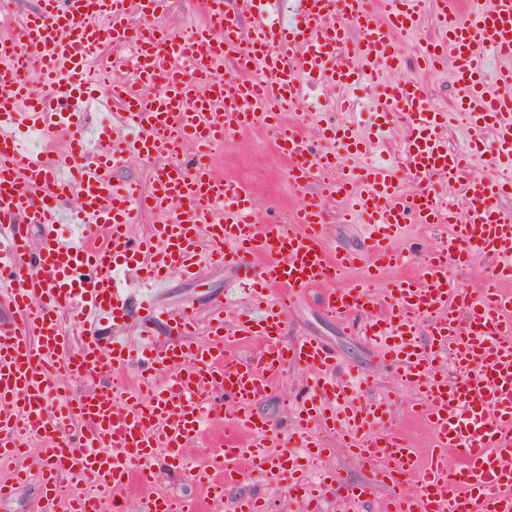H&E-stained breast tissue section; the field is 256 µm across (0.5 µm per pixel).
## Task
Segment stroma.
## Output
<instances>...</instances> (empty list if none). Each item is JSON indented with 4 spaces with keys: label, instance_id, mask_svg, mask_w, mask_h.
<instances>
[{
    "label": "stroma",
    "instance_id": "1",
    "mask_svg": "<svg viewBox=\"0 0 512 512\" xmlns=\"http://www.w3.org/2000/svg\"><path fill=\"white\" fill-rule=\"evenodd\" d=\"M364 96L365 92L361 89L352 94V110L345 114L330 107V94L318 86L314 88L312 98L325 105L320 116L300 110L284 113L283 120L298 126L316 142L321 139L320 125L328 122L338 124L347 119L357 123L361 136L372 137L374 118L362 109ZM210 161L218 174L246 184L263 217L272 221H287L289 211L303 200L318 194V187L314 184L297 191L289 188L287 165L274 151L270 132L259 125L233 134L215 146L210 153ZM449 234V229L435 225H403L393 243L397 257L386 272L387 278L413 275L423 256L441 247ZM231 281V273L221 266L206 267L195 277L174 272L168 277L159 303L172 313L184 308L193 310L202 325L207 324L210 308L219 300L227 309L241 314L249 313V303L231 289ZM327 291L324 285L305 289L292 303L282 335L283 344H290L299 336L315 337L335 351L338 359L335 368L337 377L344 379L349 373H360L372 381L374 395L395 394L396 399L391 407L393 422L407 433L419 458L427 459L431 452L430 430L422 420L411 417L407 411L408 403L416 397L415 391L408 389L391 368L383 365L375 344L359 335L364 320L382 316V306L377 302L372 303L364 311L352 313L349 323L344 324L321 312V302ZM307 379L306 370L288 369L258 402L257 413L268 419L278 432H288L294 408L309 396ZM326 443L335 450L328 465L340 470L344 484L337 487L334 497L323 502L322 512H349L347 486L368 484L371 474L369 470L356 465L345 453L336 451L334 438H327ZM145 492L163 495L174 493L200 501L206 498L205 488L191 478L158 470L145 484L137 483L125 489L121 501L126 512H135L137 501ZM244 495L264 497L268 512H299L295 493L285 482L272 489L261 478H247L239 485L225 488L224 503L232 505Z\"/></svg>",
    "mask_w": 512,
    "mask_h": 512
}]
</instances>
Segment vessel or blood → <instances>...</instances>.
I'll return each instance as SVG.
<instances>
[{
    "label": "vessel or blood",
    "instance_id": "b4317fda",
    "mask_svg": "<svg viewBox=\"0 0 512 512\" xmlns=\"http://www.w3.org/2000/svg\"><path fill=\"white\" fill-rule=\"evenodd\" d=\"M286 0H202L208 28L169 32L161 24L171 0H40L12 32L0 36V295L13 307L0 321V467L14 469L0 483V499L27 479L18 463L29 443L43 439V512H104L112 492L146 476L158 455L172 470L194 473L208 507L198 500L147 494L141 512H222L224 488L259 475L274 484L293 481L302 512H320L340 476L312 484L305 466L324 450L310 424L324 417L323 400L345 399L336 432L342 447L373 475L351 488L366 502L375 486L390 485L387 512H512V212L499 207L512 182L472 173L485 132L494 134L495 161L512 162V0H435L438 36L422 43L424 65L448 64L461 94L452 110L433 108L424 85L402 76L401 40L415 33L421 0H293L298 18L278 15ZM358 38H351V29ZM132 46L134 56L105 54L106 45ZM503 60L494 76L485 53ZM230 66V76L215 70ZM347 93L368 83L381 132L401 121L409 133L397 156L360 167L346 179L326 181L341 154H361L365 142L352 121L322 128L323 150L281 116L307 94L308 80ZM119 113L124 133L103 139L89 128L90 107ZM471 130L468 152L449 149L444 132L456 116ZM262 124L288 164L292 188L318 182L319 197L291 216L290 227L258 219L251 194L238 180L215 174L207 159L217 142ZM40 135L63 141L54 155L29 147ZM154 160L151 186L116 183L123 156ZM415 184L400 188L401 174ZM458 187L462 206L448 201ZM349 198L346 222L363 225L369 254L338 251L325 240L329 201ZM160 214L143 239L129 225L143 212ZM450 224L444 246L423 259L410 278L381 290L385 317L365 331L418 398L409 411L432 434V453L421 461L391 425V399L369 398L368 379L337 384L325 372L335 354L310 337L283 346L288 305L305 288L325 284L322 307L343 317L371 301L369 287L393 259L388 243L401 225ZM40 229L39 243L24 234ZM102 246H93L95 237ZM212 264L233 270L259 316L243 315L225 329L222 303L206 339H196L193 313L175 321L177 341H144L131 351L103 322L124 311L152 321L156 304L133 303L120 284L134 280L164 287L170 272L193 273L200 249ZM481 252L495 261L479 294L463 288L456 268ZM263 265H255V255ZM367 264L369 276L345 282L349 269ZM76 313L80 339L71 342L61 315ZM428 324V340L419 336ZM256 345L240 360L230 349ZM449 351L457 379L434 370L431 357ZM137 362L168 382L135 401L107 386L113 369ZM311 375L315 401L279 439L255 403L288 367ZM98 382L97 390L61 398L59 372ZM251 434L249 446L227 435L208 469L193 471L185 448L218 416ZM80 420V434L64 432ZM281 441L278 456L268 443Z\"/></svg>",
    "mask_w": 512,
    "mask_h": 512
}]
</instances>
